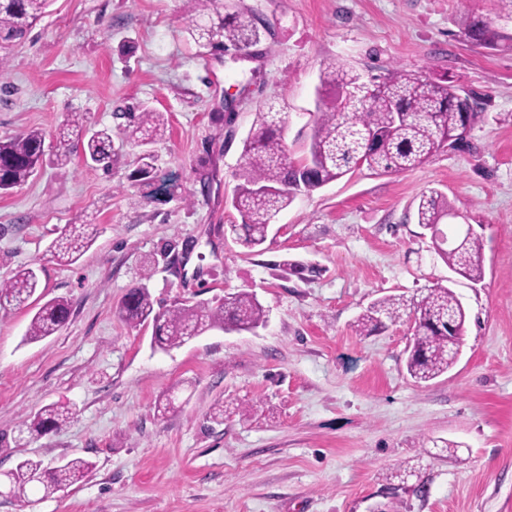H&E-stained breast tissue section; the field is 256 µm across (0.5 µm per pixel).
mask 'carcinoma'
I'll return each instance as SVG.
<instances>
[{
    "mask_svg": "<svg viewBox=\"0 0 512 512\" xmlns=\"http://www.w3.org/2000/svg\"><path fill=\"white\" fill-rule=\"evenodd\" d=\"M195 18L187 32L195 43L213 51L247 47L259 37L255 16L248 11L224 14L223 0H191ZM49 0H0V68L8 62L12 46L25 38L43 16ZM460 33L487 48H511L512 34L494 30L479 15L465 17ZM477 98L462 95L448 84L428 80L416 73L394 68L368 81L334 63L320 73L316 118L304 141L303 153L291 157L282 137L285 106L269 103L255 113L252 127L243 141V165L236 174L231 205L241 223L229 225L230 232L252 252L262 251L274 218L295 198L335 181L347 172L366 167L373 171L398 172L417 167L442 149H453L463 133L479 117ZM123 128L127 141L146 146L162 137L165 119L151 109L127 114ZM81 146L87 159L104 169L116 161L112 130L90 132L83 119L72 113L46 142V135L30 130L0 140V193L25 183L45 156L65 165L74 147ZM451 208L447 197L437 190L424 192L416 209L417 223L437 240V254L448 268L478 281L483 274V242L473 235L452 240L440 228ZM94 240L88 224H68L52 246L59 263L71 264L86 253ZM40 288L35 269L17 271L0 282V303L26 306ZM130 326L152 325L154 346L168 351L185 344L212 328L250 331L263 324L266 310L256 295L247 292L226 296L216 305H182L165 312L154 311L144 288L127 293L119 310ZM70 317L63 298L40 305L24 335L35 342L62 329ZM400 318L399 301L381 298L357 319L359 331H378ZM466 313L452 288L436 285L414 306L413 339L408 345L406 371L416 384L430 382L448 372L457 361L465 333ZM72 410L51 405L35 414L38 430L65 422ZM94 464L76 457L47 470L42 462L24 459L10 471L11 482L23 493L27 485L39 482L44 491L82 482Z\"/></svg>",
    "mask_w": 512,
    "mask_h": 512,
    "instance_id": "obj_1",
    "label": "carcinoma"
}]
</instances>
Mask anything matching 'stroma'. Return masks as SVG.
Returning <instances> with one entry per match:
<instances>
[{
	"label": "stroma",
	"mask_w": 512,
	"mask_h": 512,
	"mask_svg": "<svg viewBox=\"0 0 512 512\" xmlns=\"http://www.w3.org/2000/svg\"><path fill=\"white\" fill-rule=\"evenodd\" d=\"M224 4L256 16L253 58L188 41L185 0H52L0 73V139L53 135L79 112L119 147L111 170L77 148L0 194V280L35 268L43 299L71 305L60 331L32 343L33 307L0 306V470L25 458L94 464L80 486L0 496V512H512V49L459 35L466 15L497 21V0ZM327 62L448 78L481 97V118L468 148L399 173L363 167L298 196L250 252L229 231L242 142L276 100L299 148ZM145 105L168 119L147 182L135 175L140 148L120 135L125 113ZM433 189L482 238L480 281L453 276L416 223ZM86 222L93 245L58 264L60 229ZM447 283L467 312L460 359L418 385L405 367L413 306ZM137 287L161 312L250 292L267 321L158 351L151 326L118 316ZM387 296L403 300L400 319L357 331ZM52 404L70 419L34 431ZM401 465L414 470L404 483Z\"/></svg>",
	"instance_id": "stroma-1"
}]
</instances>
